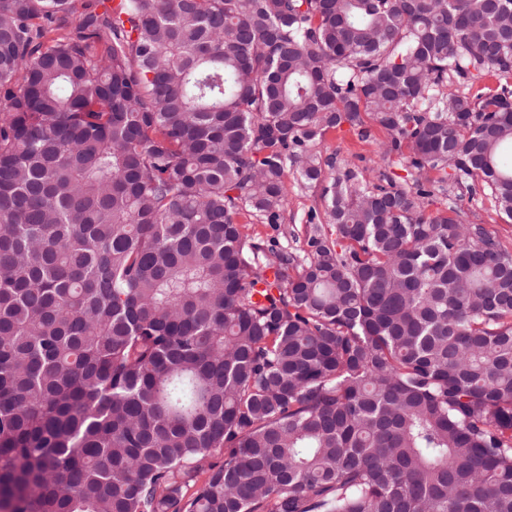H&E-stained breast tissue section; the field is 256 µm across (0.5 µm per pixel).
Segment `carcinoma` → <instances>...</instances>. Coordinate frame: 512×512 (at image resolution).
I'll return each instance as SVG.
<instances>
[{
	"label": "carcinoma",
	"mask_w": 512,
	"mask_h": 512,
	"mask_svg": "<svg viewBox=\"0 0 512 512\" xmlns=\"http://www.w3.org/2000/svg\"><path fill=\"white\" fill-rule=\"evenodd\" d=\"M106 2L0 0V512H512V0ZM370 139L363 142L348 127L328 136V154L337 150L338 160H345L350 167L358 170L366 178L375 176L376 171L383 166L378 153V144L387 140V132L379 125L368 122ZM374 170V171H372ZM321 186L300 191L294 185L292 174H288V223L286 224H245L240 220L241 231L249 240L274 244L303 254L312 248L308 246V238L313 234L314 227L321 224H306L307 213L314 207L318 211L315 222H324L323 208L320 204ZM459 203L466 223L485 224L505 248L512 249V221L495 210L490 197L479 193L473 198L466 195Z\"/></svg>",
	"instance_id": "cac0c4a2"
}]
</instances>
